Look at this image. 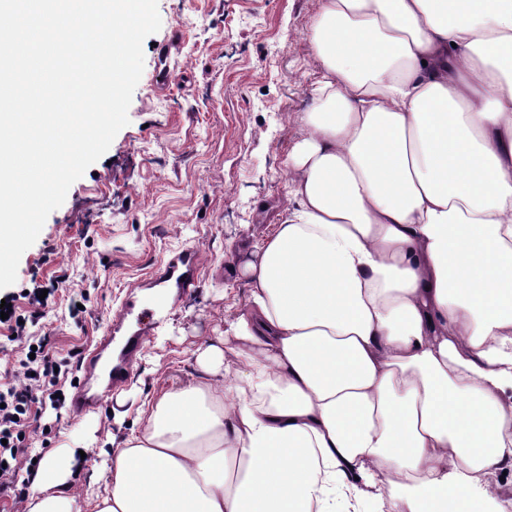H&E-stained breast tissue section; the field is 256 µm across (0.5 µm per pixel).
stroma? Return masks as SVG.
I'll return each mask as SVG.
<instances>
[{"label":"stroma","mask_w":512,"mask_h":512,"mask_svg":"<svg viewBox=\"0 0 512 512\" xmlns=\"http://www.w3.org/2000/svg\"><path fill=\"white\" fill-rule=\"evenodd\" d=\"M158 11L128 125L49 214L16 282L0 289V301L27 315L30 333L48 336L55 361L76 378L131 287L174 251L202 257L197 288L146 337L105 407L74 413L69 386L61 401L43 400L21 462L80 448L85 483L97 477L106 437L140 427L146 397L189 376L193 350L218 341L246 303L241 264L278 220L301 134L295 118L319 78L312 0H158ZM174 33L181 46L162 61L160 45ZM37 287L50 290L47 306L28 303ZM78 299L86 311L70 316Z\"/></svg>","instance_id":"35a3bbf8"}]
</instances>
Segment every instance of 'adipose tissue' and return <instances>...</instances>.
I'll use <instances>...</instances> for the list:
<instances>
[{
	"mask_svg": "<svg viewBox=\"0 0 512 512\" xmlns=\"http://www.w3.org/2000/svg\"><path fill=\"white\" fill-rule=\"evenodd\" d=\"M321 77L232 349L194 353L105 487L19 512H494L512 471V0H314Z\"/></svg>",
	"mask_w": 512,
	"mask_h": 512,
	"instance_id": "ef3b65f1",
	"label": "adipose tissue"
}]
</instances>
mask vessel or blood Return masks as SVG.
<instances>
[{
    "label": "vessel or blood",
    "mask_w": 512,
    "mask_h": 512,
    "mask_svg": "<svg viewBox=\"0 0 512 512\" xmlns=\"http://www.w3.org/2000/svg\"><path fill=\"white\" fill-rule=\"evenodd\" d=\"M198 253L184 249L171 256L155 273L151 284L185 294L195 288ZM154 309L142 308L135 294H127L119 314L109 322L103 336L81 362L82 378L76 386L72 407L83 413L100 408L114 388L128 379L143 349V338L160 323L165 296H158Z\"/></svg>",
    "instance_id": "obj_1"
}]
</instances>
